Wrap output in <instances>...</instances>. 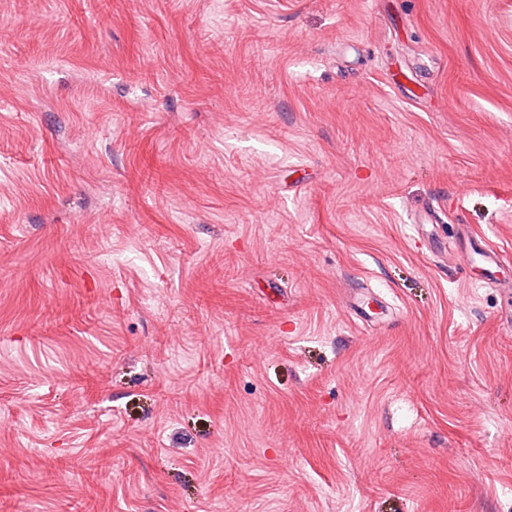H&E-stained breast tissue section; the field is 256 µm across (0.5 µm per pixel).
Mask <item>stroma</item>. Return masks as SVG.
Here are the masks:
<instances>
[{"mask_svg":"<svg viewBox=\"0 0 512 512\" xmlns=\"http://www.w3.org/2000/svg\"><path fill=\"white\" fill-rule=\"evenodd\" d=\"M0 512H512V0H0Z\"/></svg>","mask_w":512,"mask_h":512,"instance_id":"obj_1","label":"stroma"}]
</instances>
